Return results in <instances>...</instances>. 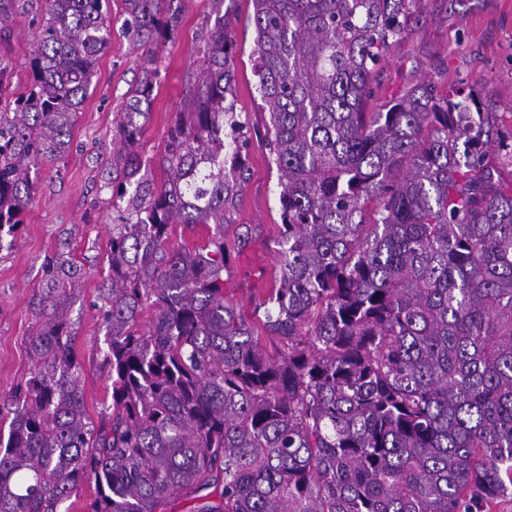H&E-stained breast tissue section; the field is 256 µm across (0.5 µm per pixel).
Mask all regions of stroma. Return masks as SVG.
Instances as JSON below:
<instances>
[{"instance_id": "1", "label": "stroma", "mask_w": 512, "mask_h": 512, "mask_svg": "<svg viewBox=\"0 0 512 512\" xmlns=\"http://www.w3.org/2000/svg\"><path fill=\"white\" fill-rule=\"evenodd\" d=\"M427 20L405 41L394 45L379 77L370 109L401 96L424 77L441 91L460 80L479 83V92L496 111L512 116V0H425ZM232 17L234 42L232 91L238 112L250 126L243 161L250 171L224 236L234 240L239 225L252 224V242L231 256L226 293L251 311L256 292L272 287L279 272L275 241L280 232L278 171L265 138L268 119L260 106L255 76V26L252 0H224ZM210 0H184L173 43L156 51L158 86L141 136L142 158L156 163L175 112L188 105L187 87L198 67L211 12ZM38 4L17 16L0 54L13 62L12 88L23 91L25 61L35 41L32 20ZM125 0H108L112 38L100 55L92 91L80 105L66 153L40 173L36 193L23 214L16 236L0 243V397L8 396L30 366L28 338L38 322L43 267L56 253L71 252L83 273L71 301L76 352L83 364V401L87 414L99 418L111 402V382L101 368L104 336L93 303L107 272L105 244L116 216L103 176L112 157L118 114L139 74L140 53L122 31Z\"/></svg>"}]
</instances>
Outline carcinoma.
Instances as JSON below:
<instances>
[{
    "mask_svg": "<svg viewBox=\"0 0 512 512\" xmlns=\"http://www.w3.org/2000/svg\"><path fill=\"white\" fill-rule=\"evenodd\" d=\"M142 50L104 187L117 223L97 294L112 404L93 422L69 317L80 265L45 269L32 366L4 402L0 512H493L512 491V125L432 79L365 111L424 0H253L279 173V286L224 293V224L248 180L231 20L213 0L190 103L156 181L139 149L155 50L183 0H125ZM26 90L0 56V242L59 160L110 40L106 0H42ZM24 0H0V40ZM210 226L172 250L175 225ZM149 325H141L146 309ZM282 349L270 355L259 332Z\"/></svg>",
    "mask_w": 512,
    "mask_h": 512,
    "instance_id": "cac0c4a2",
    "label": "carcinoma"
}]
</instances>
